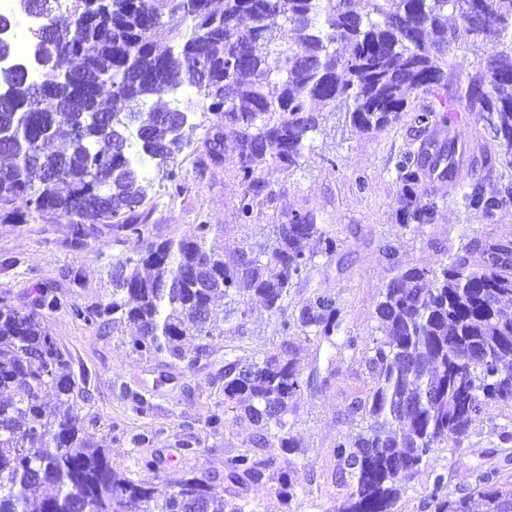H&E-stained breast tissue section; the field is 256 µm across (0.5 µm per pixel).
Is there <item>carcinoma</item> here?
I'll list each match as a JSON object with an SVG mask.
<instances>
[{
	"mask_svg": "<svg viewBox=\"0 0 512 512\" xmlns=\"http://www.w3.org/2000/svg\"><path fill=\"white\" fill-rule=\"evenodd\" d=\"M41 27L30 32L38 76L0 67V212L15 199L43 217L69 218L77 242L113 224L141 239L135 212L147 199L152 166L175 194L183 190L173 146L199 128L179 106L181 86L196 109L216 116L205 132L210 159L229 160L243 188L238 214L276 196L263 176L269 161L300 166L323 110L341 103L350 124L380 130L406 111L410 96L445 79L451 44L463 39L478 57L480 77L468 106L512 165V0H38ZM163 28L167 38L156 39ZM46 30L43 37L40 32ZM494 36L493 45L485 42ZM166 112L182 114L179 125ZM423 129L451 117L416 113ZM459 165L458 139L434 140L396 163L397 219L402 229L430 224L434 205H416L422 186L447 179ZM464 206L492 219L512 206V183L489 191L471 181ZM197 224L179 240L148 243L138 258L112 264V301L71 309L74 318L117 333L131 327L133 353L170 357L191 371L216 336L245 335L258 298L283 335L336 345L343 324L336 298L313 289L288 318L291 289L309 279L315 256L336 253V240L299 212L273 225L270 241L229 247ZM512 241L470 240L439 267L397 268L376 308L383 337L369 348L373 386L347 416L360 419L335 453L354 478L342 512H394L404 481L443 442L460 447L492 403L512 402ZM62 307L40 288L32 308L0 300V512H245L213 481L263 478L249 450L224 459V475L188 474L144 486L112 469L109 449L91 441L73 414L79 394L69 361L42 310ZM198 341L187 355L183 346ZM291 343L254 360L224 354V403L234 420L256 427L253 444L294 447L289 403L302 381ZM135 411L153 404L124 389ZM229 420L205 421L214 435ZM275 493L294 497V471L282 468ZM501 512L512 490L497 470L477 477L475 492L432 495L431 512Z\"/></svg>",
	"mask_w": 512,
	"mask_h": 512,
	"instance_id": "cac0c4a2",
	"label": "carcinoma"
}]
</instances>
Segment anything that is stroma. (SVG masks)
Listing matches in <instances>:
<instances>
[{"instance_id":"stroma-1","label":"stroma","mask_w":512,"mask_h":512,"mask_svg":"<svg viewBox=\"0 0 512 512\" xmlns=\"http://www.w3.org/2000/svg\"><path fill=\"white\" fill-rule=\"evenodd\" d=\"M479 72L476 57L463 49L448 55V78L430 92H416L410 107L396 123L372 133L354 129L343 110L328 114L304 151L299 168L286 172L274 164L264 169L276 197L256 211L249 225H241L237 207L242 188L232 164L199 167L205 147L202 134H194L176 152L182 164L184 189L172 194L165 182L153 180L145 204L150 216L143 240L118 241L109 224L99 227L96 238L76 243L66 217L49 215L32 219L24 199H17V218L0 217V297L20 309H29L40 288L61 296L64 305L45 313V324L70 361L78 399L74 413L95 440L110 450L113 469L133 480L154 484L173 481L188 473H220L224 460L249 448L255 428L239 421L222 434L205 428L207 416L224 405V348L231 345L237 357L248 360L263 352L279 351L291 344L306 385L294 399L287 416L295 448L259 451L265 476L257 483H223L224 497L245 504L247 512H339L353 482L340 469L334 447L355 435L359 421L348 418L347 405L362 396L373 380L366 367V345L380 337L376 307L396 267L436 266L470 239H512V207L487 219L465 208L462 185L471 177L494 188L512 182V166L501 159V149L486 124L471 112L465 94ZM447 112L453 117L449 135L466 145L460 181L450 185L433 181L424 186L418 204H435L432 223L399 230L396 217L395 162L405 152L416 153L429 136L414 121L419 108ZM307 214L335 238V255L316 256L309 281L291 291L292 303H301L311 289L336 296L343 315L344 338L330 348L295 336L285 338L277 321L260 303H252L242 336L214 338L207 357L186 372L179 361L160 362L132 354L123 336L75 319L71 308L98 309L112 299L109 272L117 260L138 257L146 242L180 239L193 225H213L220 240L262 242L273 224L285 214ZM395 248L388 259L387 248ZM79 273L72 284L71 273ZM171 381L156 386L159 373ZM151 391L154 409L141 415L123 400V388ZM194 422L191 430L182 429ZM512 423V407L489 405L474 423L461 447L440 444L402 487L395 512H424L423 503L433 492L434 478L444 475L443 491L461 492L474 486L479 471L499 468L498 484L512 489V443L501 442L497 427ZM153 434L151 452L161 459L156 471L141 469L143 451L134 434ZM191 449H183V442ZM296 472L297 489L282 501L273 489V477L283 467Z\"/></svg>"}]
</instances>
